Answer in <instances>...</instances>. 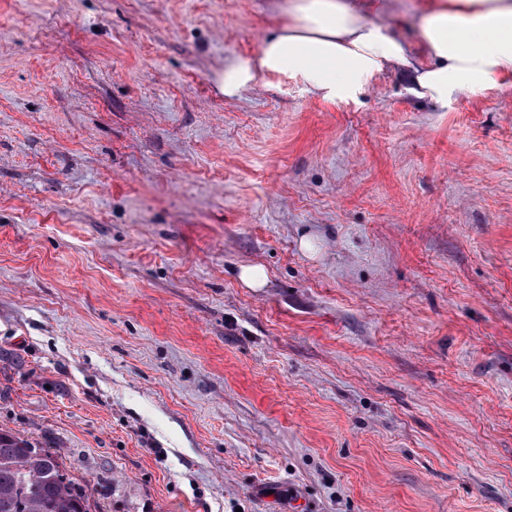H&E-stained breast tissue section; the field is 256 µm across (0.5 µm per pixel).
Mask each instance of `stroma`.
<instances>
[{
  "label": "stroma",
  "instance_id": "obj_1",
  "mask_svg": "<svg viewBox=\"0 0 512 512\" xmlns=\"http://www.w3.org/2000/svg\"><path fill=\"white\" fill-rule=\"evenodd\" d=\"M284 4L0 0V430L92 512H512V85L224 96Z\"/></svg>",
  "mask_w": 512,
  "mask_h": 512
}]
</instances>
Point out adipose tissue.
Returning a JSON list of instances; mask_svg holds the SVG:
<instances>
[{
    "mask_svg": "<svg viewBox=\"0 0 512 512\" xmlns=\"http://www.w3.org/2000/svg\"><path fill=\"white\" fill-rule=\"evenodd\" d=\"M384 9L385 0H289L286 23L258 58L225 66L224 94L269 72L297 77L330 101L393 69L410 94L441 105L455 92L482 95L512 79V0H422L413 45L373 23Z\"/></svg>",
    "mask_w": 512,
    "mask_h": 512,
    "instance_id": "adipose-tissue-1",
    "label": "adipose tissue"
}]
</instances>
